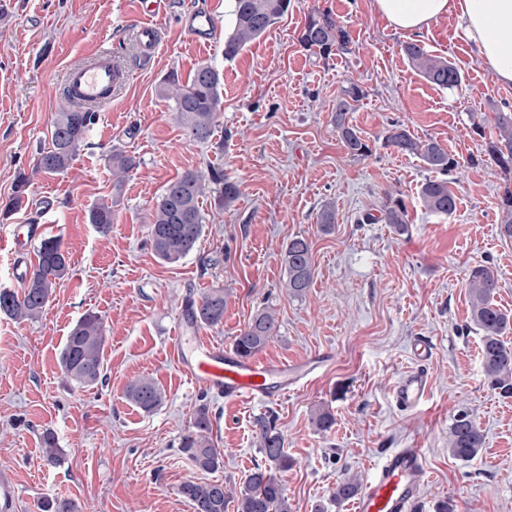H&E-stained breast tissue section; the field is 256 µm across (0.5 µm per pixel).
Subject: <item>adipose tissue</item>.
I'll use <instances>...</instances> for the list:
<instances>
[{
  "label": "adipose tissue",
  "instance_id": "ef3b65f1",
  "mask_svg": "<svg viewBox=\"0 0 512 512\" xmlns=\"http://www.w3.org/2000/svg\"><path fill=\"white\" fill-rule=\"evenodd\" d=\"M371 5L374 14L401 32L456 16L460 40L500 83L512 85V0H371Z\"/></svg>",
  "mask_w": 512,
  "mask_h": 512
}]
</instances>
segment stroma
<instances>
[{
    "label": "stroma",
    "instance_id": "obj_1",
    "mask_svg": "<svg viewBox=\"0 0 512 512\" xmlns=\"http://www.w3.org/2000/svg\"><path fill=\"white\" fill-rule=\"evenodd\" d=\"M225 0H166L162 40L145 55L137 38V0H0V202L19 173H31L50 145V123L61 111L68 66L87 62L98 44L112 49L125 78L101 109L67 174L34 175L25 208L0 223V288L21 290L15 267L35 253L18 250L14 235L47 225L70 256L67 275L34 321L0 316V470L12 473L17 512H43L45 500L66 498L80 512H193L179 493L201 473L179 442L199 405H208L212 438L224 451L217 479L234 485L264 464L254 418L278 417L293 460L284 473L292 512H349L333 497L338 482L367 480L393 448L422 449L430 479L415 512H435L446 499L453 512H512V397L493 390L480 357L482 335L470 320L466 281L477 264L491 267L495 300L512 313V240L497 231L501 178L474 164L483 149L473 123L493 127L512 107V85L474 57L449 15L416 34L397 32L371 9V0H291L287 16L231 60L224 39L196 44L180 14ZM327 10L351 34L346 51L324 60L297 37L308 16ZM421 41L431 54L461 69L464 83L442 89L425 80L402 47ZM223 76V106L208 143L188 140L159 86L172 70L190 77L201 63ZM364 88L351 122L371 143L351 157L332 123L347 81ZM420 138L444 143L460 165L450 180L453 214L428 212L419 198L431 172L415 157L384 146L390 122ZM120 150L137 167L114 193L106 158ZM213 164L239 182L241 194L224 209L213 197L196 249L169 265L154 254L150 210L168 182ZM406 198L410 228L366 224L385 190ZM336 208L332 233L317 214ZM113 206L112 230L89 224L92 205ZM312 245L314 279L302 297L288 294L282 248L294 236ZM226 293L224 321L206 328L212 342L233 345L262 308H274L279 329L264 360L302 358L322 350L333 362L275 402L227 404L195 388L171 352L187 298L210 288ZM89 311L107 326L104 379L73 388L61 376L59 353L71 328ZM427 341L430 389L414 409L398 407L392 388L414 362L411 344ZM154 378L165 403L147 414L125 397L130 380ZM328 407L335 424L317 431L311 416ZM482 430L480 456L469 462L448 452L458 412ZM54 433L59 466H45L44 433Z\"/></svg>",
    "mask_w": 512,
    "mask_h": 512
}]
</instances>
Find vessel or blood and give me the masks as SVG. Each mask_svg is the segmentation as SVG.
<instances>
[{
  "label": "vessel or blood",
  "mask_w": 512,
  "mask_h": 512,
  "mask_svg": "<svg viewBox=\"0 0 512 512\" xmlns=\"http://www.w3.org/2000/svg\"><path fill=\"white\" fill-rule=\"evenodd\" d=\"M166 14L164 0H151L150 6L140 8L139 32L146 44H156L160 28L155 20ZM178 23L195 42L209 44L215 38L216 22L210 11H190L180 16ZM120 80L111 49L102 45L88 63L67 69L63 97L66 102H78L95 109L111 101ZM171 348L193 386L223 396L226 402L233 404L279 399L312 371L333 361L329 352L307 359L274 362L243 358L201 336L186 312L181 315ZM412 354L416 367L405 371L393 387L395 403L404 409L416 407L425 398L430 385L425 369L431 357L430 347L415 345ZM427 479L421 449H394L374 467L369 482L351 502V512H413Z\"/></svg>",
  "instance_id": "1"
}]
</instances>
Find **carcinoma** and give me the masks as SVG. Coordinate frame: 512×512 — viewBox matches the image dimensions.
<instances>
[{
    "label": "carcinoma",
    "instance_id": "1",
    "mask_svg": "<svg viewBox=\"0 0 512 512\" xmlns=\"http://www.w3.org/2000/svg\"><path fill=\"white\" fill-rule=\"evenodd\" d=\"M291 0H237L236 25L224 40V59L235 58L248 43L261 37L271 26L288 13ZM301 47L320 57L329 59L350 44L347 26L327 11L308 17L300 31ZM403 51L412 65L430 83L453 89L461 85L462 74L448 60L434 56L418 41L404 45ZM222 74L212 65L200 64L187 82H182L175 72L162 81L160 94L173 102L172 111L184 129L185 135L197 143L211 140L223 105ZM364 97L363 88L350 82L343 87L342 95L332 115L336 131L348 154L363 159L372 154L370 144L361 136L348 119L354 104ZM97 113L86 107H68L51 119V145L38 153L35 170L47 175H61L70 170L84 146L88 132L94 125ZM495 134L485 135L483 123L473 124L472 130L484 139L481 157L493 163L503 175L504 188L499 195L498 233L512 239V113L498 112L494 120ZM384 145L398 153L415 156L437 173V177L422 183L419 197L427 211L448 216L456 210V195L451 189L448 174L457 168L458 160L439 141L421 139L401 122L390 123L384 136ZM112 184L120 192L129 173L136 168L132 156L114 152L109 156ZM30 177L21 174L14 185L12 197L0 207V218H7L22 206L28 196ZM211 194L215 205L224 208L240 194L239 185L224 175V169L208 166L204 171H187L169 182L157 198L151 213L149 242L157 258L165 263H177L188 256L205 232L208 221L200 208V198ZM369 224L390 225L400 235L409 232L408 206L397 190L384 191L378 214L368 213ZM321 231L329 232L336 223L335 206L325 204L317 216ZM88 222L102 234L112 227V206L100 203L88 212ZM282 260L286 270L285 288L294 297L303 296L311 287L314 275L312 247L303 236L288 240ZM70 258L60 239L47 238L37 249V262L31 267L21 292L0 289V315L23 322L41 316L50 302L54 288L69 271ZM468 291L470 318L482 332L481 364L491 387L512 397V344L502 336L512 330V315L494 303L499 288L494 272L485 265L470 270ZM224 289L210 288L196 298L188 299V308L196 323L208 327L224 321ZM277 335V317L274 310L263 308L235 337L234 346L241 356H253L267 346ZM104 319L95 312H88L70 330L60 354L64 378L81 388L98 384L103 373V353L106 343ZM128 401L145 413L157 410L166 400L165 390L150 377L131 380L126 387ZM278 418L268 412L254 419V433L266 464L256 466L246 481L229 489L220 480L187 481L179 494L191 504L193 512H291L282 480L277 474L288 471L292 465L286 451L285 437L277 424ZM316 429L328 431L335 423L330 410L322 407L312 416ZM211 418L209 407L202 404L181 439L180 448L195 467L204 472H214L224 465V451L210 438ZM483 446V435L475 420L467 413H457L449 432V451L452 457L471 461ZM60 449L55 437L47 432L43 436V460L48 465L60 461ZM359 482L344 479L336 485L334 498L347 500L356 495Z\"/></svg>",
    "mask_w": 512,
    "mask_h": 512
}]
</instances>
